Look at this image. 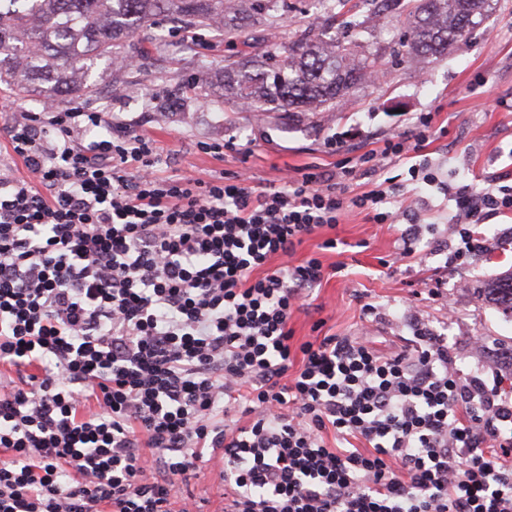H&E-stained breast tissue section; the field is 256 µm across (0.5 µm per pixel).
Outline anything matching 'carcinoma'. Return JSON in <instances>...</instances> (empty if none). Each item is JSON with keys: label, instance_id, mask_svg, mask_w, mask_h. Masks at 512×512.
<instances>
[{"label": "carcinoma", "instance_id": "1", "mask_svg": "<svg viewBox=\"0 0 512 512\" xmlns=\"http://www.w3.org/2000/svg\"><path fill=\"white\" fill-rule=\"evenodd\" d=\"M346 0H322L316 31L294 33L288 46L265 45L246 62L227 61L224 95L275 112H327L336 99L368 82L376 60L330 34ZM367 11L350 20L368 30L399 0H365ZM494 0H416L404 4L409 22L405 55L429 64L479 27ZM276 0H0V82L34 104L91 89L101 63L111 79L129 69L118 62L120 45L155 17L242 32L247 22L273 18ZM486 299L512 316V270L483 289Z\"/></svg>", "mask_w": 512, "mask_h": 512}]
</instances>
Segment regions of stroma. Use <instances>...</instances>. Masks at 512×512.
I'll return each mask as SVG.
<instances>
[{
  "instance_id": "obj_1",
  "label": "stroma",
  "mask_w": 512,
  "mask_h": 512,
  "mask_svg": "<svg viewBox=\"0 0 512 512\" xmlns=\"http://www.w3.org/2000/svg\"><path fill=\"white\" fill-rule=\"evenodd\" d=\"M323 15L319 0H278L274 26L257 24L253 40L202 28L200 43H182L171 33V19L157 17L123 48L138 63L126 82L114 84L93 71V88L84 100L104 119L121 118L155 139L162 160L160 176L208 172L228 176L244 173L258 182L315 165L331 169L356 161L379 148L386 134H407L417 120L432 113L433 130L421 152L435 185L413 182L407 164L390 165L376 175L357 176L351 185L362 193L391 180L393 207L407 209L423 224L415 248L418 260L398 268L385 267L399 246V227L375 224L363 213L348 212L332 235L335 249L319 251L317 239L298 248L296 259L319 254L324 266L344 264L343 274L322 281L309 297L307 310L296 312L290 325L299 340L314 336L317 320L324 333L344 336L365 331L380 352L407 347L410 332L395 321L396 310L410 292L426 323L446 331L460 369L476 360V341L483 336L512 345V320L484 300L481 287L512 269V214L487 221L485 233L495 247L490 256H476L462 266L448 267L432 245L449 239L447 222L454 204L444 185L486 187L493 174L512 186V0H497L489 17L460 41L447 57L419 68L407 62L403 16L389 13L363 40L377 54L385 77L361 84L337 99L333 109L309 114L255 112L225 102L223 87L207 94L188 90L197 78V61L220 73L227 59L258 52L270 32L280 45L298 29L313 28ZM236 137L241 152L217 159L200 151L204 142ZM381 306L373 323H365L359 296Z\"/></svg>"
}]
</instances>
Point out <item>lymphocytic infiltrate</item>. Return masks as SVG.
Segmentation results:
<instances>
[{"label": "lymphocytic infiltrate", "mask_w": 512, "mask_h": 512, "mask_svg": "<svg viewBox=\"0 0 512 512\" xmlns=\"http://www.w3.org/2000/svg\"><path fill=\"white\" fill-rule=\"evenodd\" d=\"M432 120L358 166L161 177L143 131L73 100L0 125L28 176L0 175V512H198L200 464L224 512H512V348L461 372L447 334L402 320L408 349L364 336L295 342L327 273L297 249L392 187L356 172L411 160ZM447 265L485 251L512 187L449 189ZM215 471L222 478L221 467L216 466ZM215 471H213V468L202 466L197 473V477L191 479L188 487L198 501L204 500L201 501L203 504H200L204 512H224V485H222V481L215 474ZM221 506L223 510L218 511Z\"/></svg>", "instance_id": "obj_1"}]
</instances>
